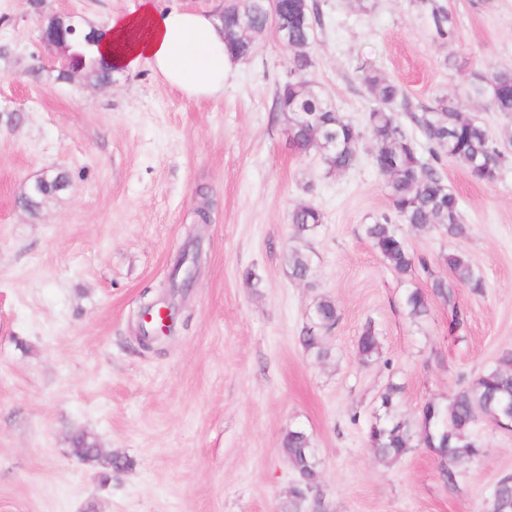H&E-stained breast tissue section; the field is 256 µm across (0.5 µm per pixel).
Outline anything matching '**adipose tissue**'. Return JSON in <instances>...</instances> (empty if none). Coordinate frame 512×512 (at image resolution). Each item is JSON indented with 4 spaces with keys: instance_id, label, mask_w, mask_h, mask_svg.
I'll use <instances>...</instances> for the list:
<instances>
[{
    "instance_id": "ef3b65f1",
    "label": "adipose tissue",
    "mask_w": 512,
    "mask_h": 512,
    "mask_svg": "<svg viewBox=\"0 0 512 512\" xmlns=\"http://www.w3.org/2000/svg\"><path fill=\"white\" fill-rule=\"evenodd\" d=\"M90 51L127 72L149 63L165 83L196 99L223 96L224 79L233 65L217 16L161 9L151 0H143L129 14L112 16L105 36Z\"/></svg>"
}]
</instances>
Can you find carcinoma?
Masks as SVG:
<instances>
[{
	"mask_svg": "<svg viewBox=\"0 0 512 512\" xmlns=\"http://www.w3.org/2000/svg\"><path fill=\"white\" fill-rule=\"evenodd\" d=\"M224 35L233 58L248 59L254 50L253 34L266 28L268 22L265 0H239L224 9ZM436 32L450 39L456 36L455 22L442 9L433 10ZM277 27L292 45L288 72L291 76L276 91V106L287 122L292 135V147L301 153L319 151L331 171L351 168L358 157L363 140L372 145L373 163L386 179V188L393 215L383 214L362 232L391 269L401 275L424 278L433 296L451 309L450 331L463 322L458 305L461 287L473 293L484 288L482 277L467 254L457 250L448 254L445 264L448 276H440L422 256L412 253L400 225L417 229H440L452 239H462L469 233L464 223L459 201L446 186L441 162L450 157L464 163L477 181L492 182L506 162L499 151L498 139L480 122L463 115L455 99L442 96L424 112L411 114V119L427 144L422 155L413 138L403 128L398 113L410 110V101L403 89L387 80L369 66H362V83L373 93L368 124L360 127L314 88L313 59L310 49L317 39L322 18L310 0H283L277 13ZM75 51L82 55L87 71L98 83L114 81V65L103 56L94 57L79 43ZM469 91L477 98L489 101L492 111L512 115V68H489L469 81ZM69 186L65 172L57 171L39 190L27 186L20 204L34 215L43 202L59 195ZM293 238L303 240L323 223L322 212L312 205H300L291 215ZM286 262L294 279H307L310 256L298 245L289 247ZM407 315L417 321L428 315L427 296L420 290L409 292L405 299ZM339 320L335 301L324 297L316 302L313 322L304 327L300 340L305 349L321 358L323 333L335 327ZM361 359L378 357L380 340L372 323L364 325L358 339ZM400 387L391 384L381 396V414L368 430L370 447L383 460H399L410 448L414 438L432 450L440 464L444 483L456 482L454 467L464 460L483 456L484 447L471 435L475 421L483 417L500 428L512 425V353H504L492 366L448 397V402H426L419 412V429L395 415ZM282 450L297 474L298 491L289 495L288 512H307L309 507H321L320 478L315 449L309 436L301 429L288 431ZM496 512H512V476L497 480L491 496Z\"/></svg>",
	"mask_w": 512,
	"mask_h": 512,
	"instance_id": "1",
	"label": "carcinoma"
}]
</instances>
